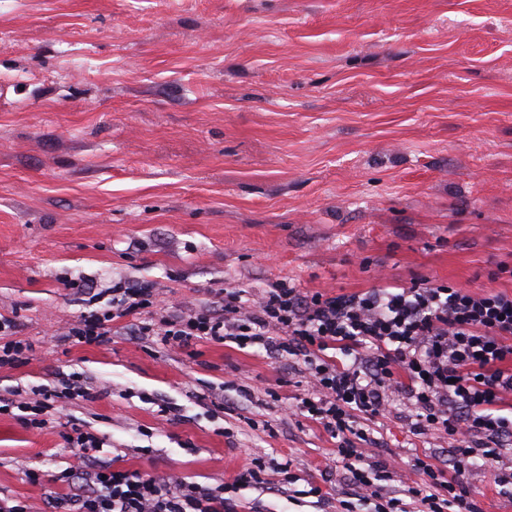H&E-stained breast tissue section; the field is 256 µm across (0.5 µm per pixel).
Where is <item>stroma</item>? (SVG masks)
Masks as SVG:
<instances>
[{
  "instance_id": "1",
  "label": "stroma",
  "mask_w": 512,
  "mask_h": 512,
  "mask_svg": "<svg viewBox=\"0 0 512 512\" xmlns=\"http://www.w3.org/2000/svg\"><path fill=\"white\" fill-rule=\"evenodd\" d=\"M381 277L512 293V0H0V314L32 346L0 395L74 372L91 394L41 430L0 415V498L42 512L18 466L69 467L76 419L154 476L217 487L290 462L296 482L268 473L236 512H344L336 441L295 413L297 359L118 323L66 341L89 299L68 283L148 280L197 307ZM369 426L365 461L397 464L390 495L415 457L452 469L404 395ZM510 472L469 470L480 512H512Z\"/></svg>"
}]
</instances>
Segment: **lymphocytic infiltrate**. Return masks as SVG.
<instances>
[{"label": "lymphocytic infiltrate", "instance_id": "f902f5d3", "mask_svg": "<svg viewBox=\"0 0 512 512\" xmlns=\"http://www.w3.org/2000/svg\"><path fill=\"white\" fill-rule=\"evenodd\" d=\"M111 292L106 306L78 315L69 337L99 345L112 323L125 320L136 335L164 345L232 342L297 358L311 385L300 400L301 415L335 438L337 463L362 501L378 502L377 512H406L407 497L419 512H479L466 473L478 461L512 455V294L426 280L309 294L279 280L256 299L228 288L218 294V308L160 315L151 282H118ZM345 354L353 355L352 363L342 362ZM402 392L412 406V430L445 432L455 443V461L447 472L415 458L419 479L399 499L384 493L393 469L365 463L359 446L374 440L363 421L385 416ZM34 394L31 401L0 398V415L18 411L22 424L41 429L58 400L89 397L77 372L62 389L40 387ZM65 440L75 464L58 473L23 470L31 483L68 485V492L48 494L49 512H234L233 492L262 482L257 465L220 488L118 468L101 458L103 439L80 423Z\"/></svg>", "mask_w": 512, "mask_h": 512}]
</instances>
